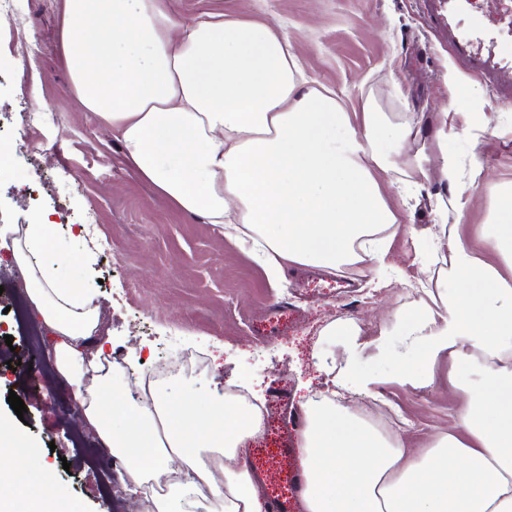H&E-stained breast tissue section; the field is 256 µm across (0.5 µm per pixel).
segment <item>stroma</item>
Segmentation results:
<instances>
[{"mask_svg": "<svg viewBox=\"0 0 512 512\" xmlns=\"http://www.w3.org/2000/svg\"><path fill=\"white\" fill-rule=\"evenodd\" d=\"M178 7L187 16L278 25L314 86L335 90L346 111H362L372 100L392 123L419 128L428 153L479 164L475 196L464 212L449 210L448 223L484 262L502 267L484 221L512 188V105L453 61L420 0H178ZM61 8L62 0H23L18 10L0 14V142L12 149L0 176V226L48 214L57 239L80 255L69 272L100 307L111 353L126 363L121 384L159 361L199 351L205 368L170 380L171 399L226 391L245 369L266 423L279 432L302 422L305 394L324 392L315 379L317 354L342 352L320 329L332 321L351 324L362 340H384L388 351L355 356L357 370L375 384L368 394L345 393L342 404L384 433L400 434L410 447H431L463 411L456 366L445 355L429 364L419 352H406L386 315L416 314L426 298L418 281L440 233L436 204L452 195L439 171L407 198L397 192L400 173L382 177L399 222L384 259L391 279L378 281L368 262L334 272L289 265L271 278L237 241L182 213L142 180L121 143L83 109L63 60ZM32 112L44 113L43 124L28 123ZM445 112L486 114L494 130L476 142L459 129L436 141ZM102 239L107 248L99 247ZM12 280L8 251L0 247V416L14 418L7 397L17 393L27 407L24 433L39 447L60 493L81 501L85 512H148L145 492L107 484L102 445L55 369L53 338L44 335L33 345L32 320L11 310ZM132 353L139 362L129 361ZM12 361L17 369H9ZM406 370L431 376V384L401 382Z\"/></svg>", "mask_w": 512, "mask_h": 512, "instance_id": "35a3bbf8", "label": "stroma"}]
</instances>
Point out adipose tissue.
Masks as SVG:
<instances>
[{
	"instance_id": "1",
	"label": "adipose tissue",
	"mask_w": 512,
	"mask_h": 512,
	"mask_svg": "<svg viewBox=\"0 0 512 512\" xmlns=\"http://www.w3.org/2000/svg\"><path fill=\"white\" fill-rule=\"evenodd\" d=\"M60 38L80 104L178 210L249 241L273 275L287 264L383 268L397 216L374 174L427 178L428 156L411 150L420 131L393 125L369 103L351 117L334 91L309 84L282 30L188 18L176 0H63ZM490 220L504 268L484 262L458 232L446 234L436 309L403 323L427 362L445 354L461 372L479 367L480 388L434 447H407L336 402L339 391H366L373 380L350 357L363 347L357 330L328 326L349 355L318 363L327 393L301 405L304 512H512V191ZM54 230L37 213L0 227V236L12 238L35 311L57 337L56 369L111 448L119 483L133 492L167 478L153 512H188L203 493L224 512H262L241 452L262 430L260 411L217 393L181 405L156 387L134 404L116 390L120 364L82 350L101 314L70 276L76 258ZM0 512H84L79 501L62 502L51 469L2 418Z\"/></svg>"
}]
</instances>
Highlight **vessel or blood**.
Listing matches in <instances>:
<instances>
[{
  "label": "vessel or blood",
  "instance_id": "obj_1",
  "mask_svg": "<svg viewBox=\"0 0 512 512\" xmlns=\"http://www.w3.org/2000/svg\"><path fill=\"white\" fill-rule=\"evenodd\" d=\"M429 26L454 56L498 98L512 103V0L483 15L480 0H422ZM265 488V512H296L301 467L287 438L248 450Z\"/></svg>",
  "mask_w": 512,
  "mask_h": 512
}]
</instances>
